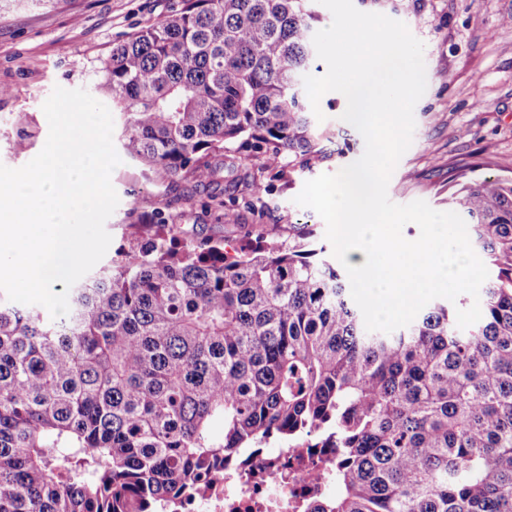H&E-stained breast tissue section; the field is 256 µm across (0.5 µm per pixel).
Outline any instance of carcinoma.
<instances>
[{
  "mask_svg": "<svg viewBox=\"0 0 512 512\" xmlns=\"http://www.w3.org/2000/svg\"><path fill=\"white\" fill-rule=\"evenodd\" d=\"M311 2L182 0L114 47L99 86L127 154L172 188L227 168L255 195L267 157L335 154L303 94ZM448 208L494 271L465 332L442 303L367 331L313 228L228 246L161 209L61 320L0 305V512H154L298 431L336 448L333 491L302 512H512V178L465 181Z\"/></svg>",
  "mask_w": 512,
  "mask_h": 512,
  "instance_id": "obj_1",
  "label": "carcinoma"
}]
</instances>
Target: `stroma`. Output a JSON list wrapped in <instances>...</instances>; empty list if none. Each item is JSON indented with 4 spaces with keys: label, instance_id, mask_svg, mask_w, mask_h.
I'll list each match as a JSON object with an SVG mask.
<instances>
[{
    "label": "stroma",
    "instance_id": "1",
    "mask_svg": "<svg viewBox=\"0 0 512 512\" xmlns=\"http://www.w3.org/2000/svg\"><path fill=\"white\" fill-rule=\"evenodd\" d=\"M182 0H0V163L19 168L43 148L49 132L42 106L54 87L93 90L113 46L179 10ZM382 14L404 22L425 45L427 88L414 109L413 142L396 166L388 196L398 204L426 201L448 209L454 184L484 176L512 177V0H395ZM323 127L336 131L339 152L291 172L256 170L270 196L245 195V225L204 212L205 194L181 185L175 209L185 224L237 242L244 232L287 234L323 219L296 204L306 181L357 161L365 143L343 120L339 98L322 97ZM119 203L105 224L120 243L129 211L145 214L171 196L166 182L146 177L123 158L111 174Z\"/></svg>",
    "mask_w": 512,
    "mask_h": 512
}]
</instances>
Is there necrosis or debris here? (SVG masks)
<instances>
[{
	"mask_svg": "<svg viewBox=\"0 0 512 512\" xmlns=\"http://www.w3.org/2000/svg\"><path fill=\"white\" fill-rule=\"evenodd\" d=\"M330 454L310 435L286 449H260L246 467L196 483L193 492L161 512H297L302 499L330 491Z\"/></svg>",
	"mask_w": 512,
	"mask_h": 512,
	"instance_id": "4bbe7bcc",
	"label": "necrosis or debris"
}]
</instances>
